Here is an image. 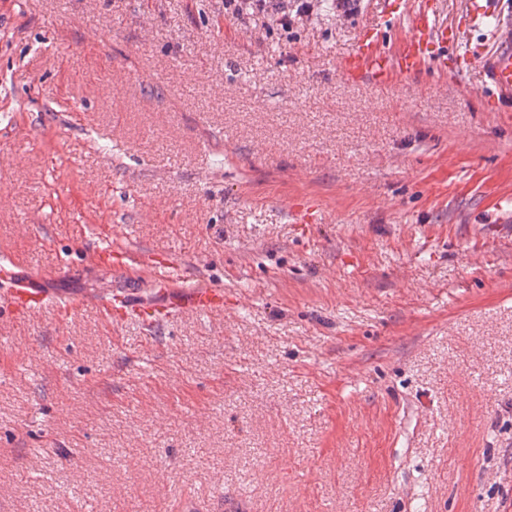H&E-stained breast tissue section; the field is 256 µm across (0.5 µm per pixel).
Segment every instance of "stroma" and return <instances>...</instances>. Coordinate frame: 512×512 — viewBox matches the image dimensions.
<instances>
[{"label":"stroma","mask_w":512,"mask_h":512,"mask_svg":"<svg viewBox=\"0 0 512 512\" xmlns=\"http://www.w3.org/2000/svg\"><path fill=\"white\" fill-rule=\"evenodd\" d=\"M337 68L349 18L0 0V248L114 288L97 232L223 311L145 330L0 308V512H512V98ZM318 217L295 223V204Z\"/></svg>","instance_id":"1"}]
</instances>
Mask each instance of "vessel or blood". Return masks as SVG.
<instances>
[{"label": "vessel or blood", "instance_id": "obj_1", "mask_svg": "<svg viewBox=\"0 0 512 512\" xmlns=\"http://www.w3.org/2000/svg\"><path fill=\"white\" fill-rule=\"evenodd\" d=\"M378 29L366 30L350 52L339 73L349 80L369 79L384 84L398 76H413L426 67L444 64L449 46L458 43L461 34L440 21L433 9L418 8L410 21L409 32L394 51L378 45ZM487 84L498 96H512V26L499 24L492 47L479 51ZM152 288L144 294L124 290L99 298H64L52 294L26 278L23 260L9 252H0V266L8 277L0 286V306L12 315L26 316L52 308L66 314L91 307L107 320L123 324L132 320L144 327L168 323L190 313L205 314L224 308V291L216 287L181 290L172 281L179 262L166 250L150 253ZM94 265L107 267L115 274L130 276L139 270L141 258L123 247L105 244L97 247Z\"/></svg>", "mask_w": 512, "mask_h": 512}]
</instances>
